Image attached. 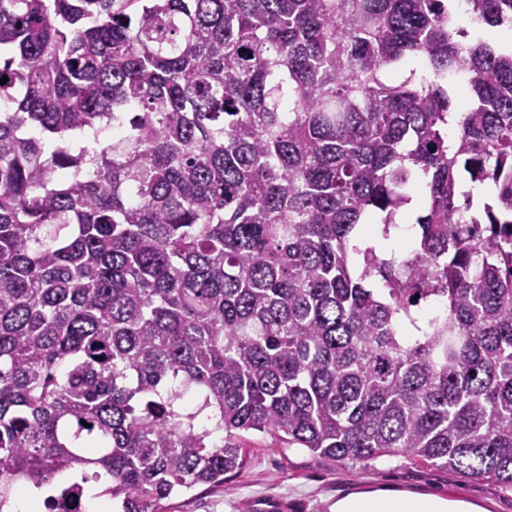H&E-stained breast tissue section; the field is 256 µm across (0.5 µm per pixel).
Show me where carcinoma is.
<instances>
[{"mask_svg":"<svg viewBox=\"0 0 512 512\" xmlns=\"http://www.w3.org/2000/svg\"><path fill=\"white\" fill-rule=\"evenodd\" d=\"M466 17L0 0V512L62 475L163 512L250 430L512 490V49L479 35L512 0Z\"/></svg>","mask_w":512,"mask_h":512,"instance_id":"carcinoma-1","label":"carcinoma"}]
</instances>
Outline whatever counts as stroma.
Here are the masks:
<instances>
[{"label":"stroma","instance_id":"35a3bbf8","mask_svg":"<svg viewBox=\"0 0 512 512\" xmlns=\"http://www.w3.org/2000/svg\"><path fill=\"white\" fill-rule=\"evenodd\" d=\"M244 467L218 488L200 486L165 502V512H330L346 494L381 489L463 499L483 512H512V491L463 472L410 463L401 457L370 465L321 459L267 432L241 433Z\"/></svg>","mask_w":512,"mask_h":512}]
</instances>
